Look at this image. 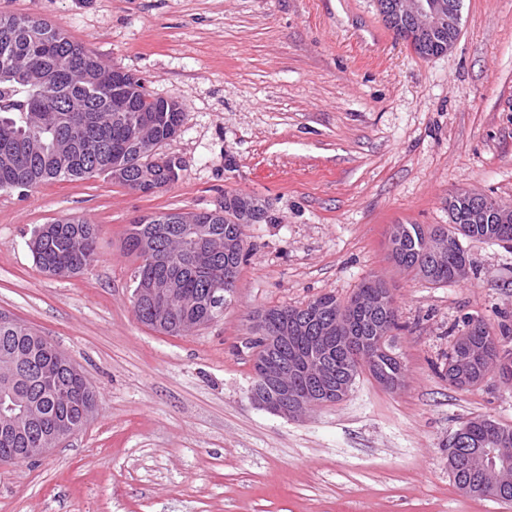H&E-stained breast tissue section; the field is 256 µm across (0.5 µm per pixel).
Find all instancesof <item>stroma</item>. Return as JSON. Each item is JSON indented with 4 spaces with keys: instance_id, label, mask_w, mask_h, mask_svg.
<instances>
[{
    "instance_id": "obj_1",
    "label": "stroma",
    "mask_w": 512,
    "mask_h": 512,
    "mask_svg": "<svg viewBox=\"0 0 512 512\" xmlns=\"http://www.w3.org/2000/svg\"><path fill=\"white\" fill-rule=\"evenodd\" d=\"M67 33L182 108L150 194L104 174L0 192V312L46 336L96 391L98 414L47 455L0 463V512H512L467 496L448 443L469 418L512 425V382L442 375L451 330L483 320L512 351V243L467 239L472 272L432 285L397 268L395 224H445L458 190L512 206V0H463L461 32L423 58L377 0H0ZM255 195L232 303L168 336L140 322L130 224ZM80 216L98 260L42 272L39 225ZM398 306L407 382L361 374L343 401L286 419L250 398L254 311L347 301L369 275Z\"/></svg>"
}]
</instances>
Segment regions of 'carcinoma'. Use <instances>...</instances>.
<instances>
[{"instance_id": "obj_1", "label": "carcinoma", "mask_w": 512, "mask_h": 512, "mask_svg": "<svg viewBox=\"0 0 512 512\" xmlns=\"http://www.w3.org/2000/svg\"><path fill=\"white\" fill-rule=\"evenodd\" d=\"M451 41L453 37L446 31L436 34L425 46L426 55L448 51ZM75 59L87 60L86 82L81 86L73 83L67 72V66ZM105 68L107 65L91 50L50 24L29 15L0 14V191H26L50 181L99 173L111 175L117 164L124 167L118 183L136 189L147 160L136 150L135 127L114 126L109 121L112 92L94 87L97 72ZM123 79L134 113L155 118L156 137L159 143L166 142L168 127L181 121L179 104L173 103L175 110L165 112V101L149 98L140 79L127 73ZM33 130L41 135L39 150L32 156L21 157L19 141L29 138ZM453 209L456 223L449 225L448 238L454 245L432 267L431 274L424 277L430 284L448 285L466 276L470 262L461 239L512 242V223H470L473 206L466 199H455ZM202 219L211 241L222 244L226 237L245 241L246 225L230 219L213 220L207 215ZM180 228L179 224L159 222L133 224L127 232L126 246L129 253L140 260L134 275L135 286L169 277L189 294L193 304L211 287L214 278L224 275V252L216 255L213 267L200 266L186 254L178 265L169 269L156 268L142 259L139 252L142 238L151 237L164 248L170 239L180 237ZM435 231L433 226L404 225V242L395 259L417 277L428 264V250ZM97 236V225L80 217H63L35 229L31 251L42 271L56 268L77 274L97 262ZM379 280L377 275L365 278L346 302L324 294L308 303V307L325 304V314H332L353 305L361 294L375 291ZM378 319V311L358 309L349 324V334L354 341H347L345 336L336 337V347L327 357L336 380L357 379L362 373L357 368V360L362 357L369 359V372L374 378L380 373L405 377L404 365L391 356L389 348L374 351L370 348L371 325ZM490 335L482 320L470 317L463 321L451 342L444 376H449L455 357L468 347L475 352L465 372L469 388L480 385L490 372L512 381V355L486 352L485 342ZM33 336L31 328L16 319L0 320V356H10L17 351L27 354L26 372L18 388L44 417V423L52 425L74 417L75 404L86 396L87 389L80 374L67 367L57 366L54 376L45 377L44 370L56 366L54 354ZM313 340L311 334L291 340L285 356L291 359L297 353H307ZM466 426L467 447L448 445V456L456 459L455 468L450 470L456 487L473 497L512 500V483L497 491L489 488L466 452V448H477L495 435L512 445V426L479 416L467 420ZM42 445L43 438L37 431L3 428L0 430V462L9 461L15 448Z\"/></svg>"}]
</instances>
